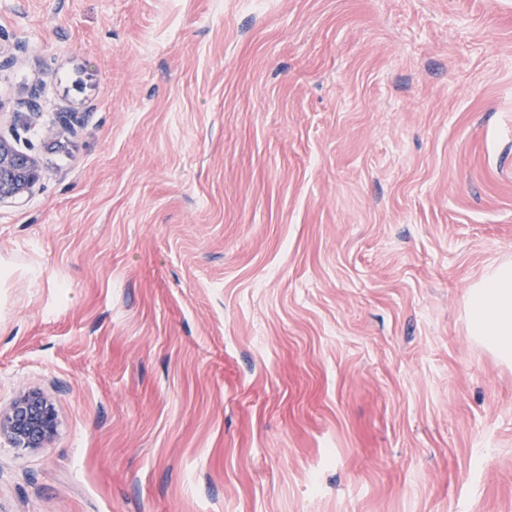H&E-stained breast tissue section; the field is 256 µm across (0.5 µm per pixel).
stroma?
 Segmentation results:
<instances>
[{"mask_svg":"<svg viewBox=\"0 0 512 512\" xmlns=\"http://www.w3.org/2000/svg\"><path fill=\"white\" fill-rule=\"evenodd\" d=\"M0 136V512H512V0H0ZM38 179L34 162L22 161L15 148L0 139V199L27 193ZM470 302L472 336L503 359L512 358V261L489 267L475 285ZM57 431L54 409L37 391L20 395L8 411L0 412V436L16 448H44Z\"/></svg>","mask_w":512,"mask_h":512,"instance_id":"stroma-1","label":"stroma"}]
</instances>
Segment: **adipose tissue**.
<instances>
[{
  "mask_svg": "<svg viewBox=\"0 0 512 512\" xmlns=\"http://www.w3.org/2000/svg\"><path fill=\"white\" fill-rule=\"evenodd\" d=\"M472 333L503 359L512 358V261L489 267L471 295Z\"/></svg>",
  "mask_w": 512,
  "mask_h": 512,
  "instance_id": "adipose-tissue-1",
  "label": "adipose tissue"
}]
</instances>
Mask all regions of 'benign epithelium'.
<instances>
[{"mask_svg":"<svg viewBox=\"0 0 512 512\" xmlns=\"http://www.w3.org/2000/svg\"><path fill=\"white\" fill-rule=\"evenodd\" d=\"M33 161L21 160L15 148L0 139V199L28 192L38 181ZM57 431L54 409L37 391L20 395L8 411L0 412V436L16 448H44Z\"/></svg>","mask_w":512,"mask_h":512,"instance_id":"benign-epithelium-1","label":"benign epithelium"}]
</instances>
